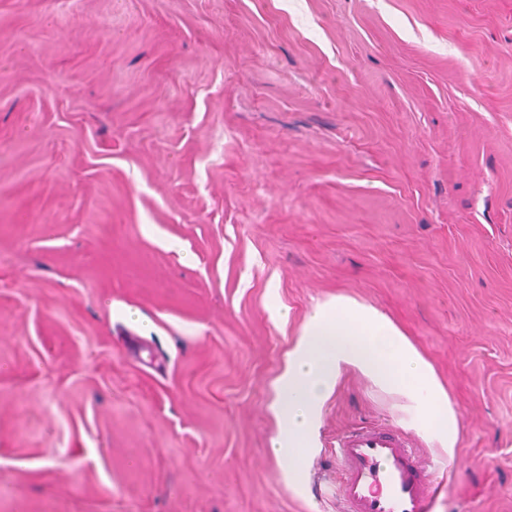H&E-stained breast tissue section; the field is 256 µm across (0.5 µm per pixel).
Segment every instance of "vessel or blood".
<instances>
[{
	"instance_id": "obj_1",
	"label": "vessel or blood",
	"mask_w": 512,
	"mask_h": 512,
	"mask_svg": "<svg viewBox=\"0 0 512 512\" xmlns=\"http://www.w3.org/2000/svg\"><path fill=\"white\" fill-rule=\"evenodd\" d=\"M345 512H433L440 483L428 479L412 441L385 426H360L336 441Z\"/></svg>"
}]
</instances>
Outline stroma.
<instances>
[{
	"mask_svg": "<svg viewBox=\"0 0 512 512\" xmlns=\"http://www.w3.org/2000/svg\"><path fill=\"white\" fill-rule=\"evenodd\" d=\"M336 294L433 364L454 459L350 371L288 486L272 386ZM366 425L434 512H512V0H0V512H340Z\"/></svg>",
	"mask_w": 512,
	"mask_h": 512,
	"instance_id": "1",
	"label": "stroma"
}]
</instances>
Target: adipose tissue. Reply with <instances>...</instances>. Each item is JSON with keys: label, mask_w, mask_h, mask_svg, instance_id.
Returning <instances> with one entry per match:
<instances>
[{"label": "adipose tissue", "mask_w": 512, "mask_h": 512, "mask_svg": "<svg viewBox=\"0 0 512 512\" xmlns=\"http://www.w3.org/2000/svg\"><path fill=\"white\" fill-rule=\"evenodd\" d=\"M350 370L395 396L404 420L454 457L460 414L431 364L384 312L339 294L316 303L299 325L273 385L269 409L279 433L271 449L290 482L305 477L324 403Z\"/></svg>", "instance_id": "adipose-tissue-1"}]
</instances>
